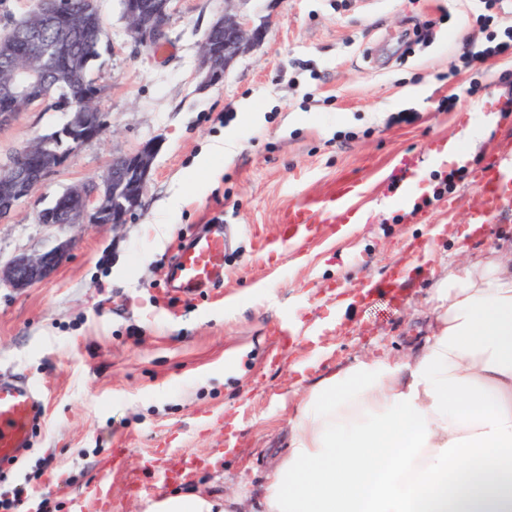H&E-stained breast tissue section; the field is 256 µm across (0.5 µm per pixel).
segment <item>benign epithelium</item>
<instances>
[{
    "label": "benign epithelium",
    "mask_w": 512,
    "mask_h": 512,
    "mask_svg": "<svg viewBox=\"0 0 512 512\" xmlns=\"http://www.w3.org/2000/svg\"><path fill=\"white\" fill-rule=\"evenodd\" d=\"M236 0H224V16L208 29L201 44V85L209 87L224 81L238 58L260 46L265 29L233 11ZM171 0H150L139 8L127 9L128 32L133 41L151 48L166 38L171 17ZM37 20H25L14 27L20 39L41 47L46 32L54 35L52 56L38 52L29 57L38 68L15 72L13 78L0 84V97L13 103V111L0 112V128L9 124L19 110L39 101L34 89L40 87L47 70L55 60L74 57L73 34L75 15L69 11L68 0H40ZM78 127L68 123L55 134L64 139V151H53L46 142H36L16 152L0 167V215H9L21 199L50 173L62 166L67 156L78 147L101 138L110 128L104 112L80 113ZM158 142H144L135 152L112 157L99 181L88 186H75L57 198L64 210L63 224H98L114 228L131 220L146 190ZM70 240L59 242L39 254L19 253L0 261V288L22 291L49 278L71 254Z\"/></svg>",
    "instance_id": "benign-epithelium-1"
}]
</instances>
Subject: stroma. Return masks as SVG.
I'll list each match as a JSON object with an SVG mask.
<instances>
[{"mask_svg": "<svg viewBox=\"0 0 512 512\" xmlns=\"http://www.w3.org/2000/svg\"><path fill=\"white\" fill-rule=\"evenodd\" d=\"M266 36L223 83L199 87L200 47L224 0H173L167 37L139 47L121 0H100L105 36L92 73L111 127L72 152L7 219L0 258L73 240L71 257L23 291L0 289V380H22L45 402L34 445L0 493L28 482L51 512H143L135 484L161 471L221 494L264 477L286 448L288 420L320 377L383 352L407 353L427 331L449 264L512 247V215L469 233L472 174L512 151V63L450 70L484 35L478 0H241ZM252 103L258 120L240 112ZM414 112L407 124L399 113ZM497 115L464 165L440 160L463 116ZM68 119L51 101L0 129V164ZM233 135L231 154L214 153ZM160 143L128 224L48 227L38 213L67 189L97 181L113 156ZM213 151L216 176L194 169ZM461 180L442 199L439 183ZM357 183L348 234L317 205ZM315 207V238L281 245L288 209ZM210 224L235 242L224 280L172 298L165 270ZM446 232L433 234L434 225ZM397 264L399 297L359 300ZM296 328L284 339L276 328ZM108 484H100L102 472Z\"/></svg>", "mask_w": 512, "mask_h": 512, "instance_id": "obj_1", "label": "stroma"}]
</instances>
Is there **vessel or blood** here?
<instances>
[{"label": "vessel or blood", "mask_w": 512, "mask_h": 512, "mask_svg": "<svg viewBox=\"0 0 512 512\" xmlns=\"http://www.w3.org/2000/svg\"><path fill=\"white\" fill-rule=\"evenodd\" d=\"M480 205L472 216L475 224H487L512 211V159L495 157L473 179ZM357 186L348 185L328 197L323 207L340 232H347L352 213L349 200ZM314 235L307 210L298 208L288 215L289 241L306 240ZM226 253L225 227L209 225L207 231L185 242L165 272L168 288L184 296L201 294L224 278ZM45 412L39 393L30 385L15 380L0 381V466L15 464L31 445L33 431Z\"/></svg>", "instance_id": "obj_1"}]
</instances>
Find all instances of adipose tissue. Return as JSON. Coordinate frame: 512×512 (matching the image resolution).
I'll list each match as a JSON object with an SVG mask.
<instances>
[{
    "label": "adipose tissue",
    "mask_w": 512,
    "mask_h": 512,
    "mask_svg": "<svg viewBox=\"0 0 512 512\" xmlns=\"http://www.w3.org/2000/svg\"><path fill=\"white\" fill-rule=\"evenodd\" d=\"M431 314L415 353L317 380L244 495L144 512H512V260L456 264Z\"/></svg>",
    "instance_id": "ef3b65f1"
}]
</instances>
